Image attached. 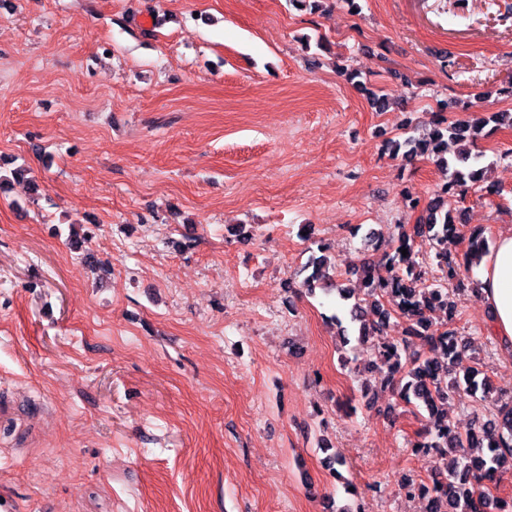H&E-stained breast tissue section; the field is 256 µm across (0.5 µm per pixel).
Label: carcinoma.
<instances>
[{"mask_svg": "<svg viewBox=\"0 0 512 512\" xmlns=\"http://www.w3.org/2000/svg\"><path fill=\"white\" fill-rule=\"evenodd\" d=\"M490 132L512 127V112H489L469 119H449L441 114L427 135L409 134L387 141L394 157L432 161L442 175V186L423 208V223L402 228L397 245L378 258L366 254L347 274L351 287L333 282L324 255L311 258V272L304 280L308 289L337 291L346 302L344 317H332L347 336L343 320H348L358 338L373 336L379 357L387 365L381 384L389 387L405 405L423 409L428 414L425 429L418 432L416 448H433L440 455L455 452L445 474L432 484L406 479L405 492L414 491L427 498L429 512H494L504 502L492 493L485 472L498 475L512 471V400L496 402L481 426H471L464 433L448 423L447 403L454 391L465 389L481 404L488 401L489 380L478 379L474 371L464 377L448 378L452 365L467 348L457 332L433 323L436 312L454 315L455 304L448 284L459 280L460 264L448 256V235L458 231L460 212L448 207V198L477 189L487 196L498 188L487 182V159L474 152L483 129ZM458 145L448 154V143ZM427 245L433 252L438 277L427 278V271L417 261L418 248ZM407 255H402V250ZM489 253L482 231H472L468 238L466 265L471 267ZM398 332L396 336L388 331Z\"/></svg>", "mask_w": 512, "mask_h": 512, "instance_id": "1", "label": "carcinoma"}]
</instances>
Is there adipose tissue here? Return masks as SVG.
I'll use <instances>...</instances> for the list:
<instances>
[{
  "label": "adipose tissue",
  "mask_w": 512,
  "mask_h": 512,
  "mask_svg": "<svg viewBox=\"0 0 512 512\" xmlns=\"http://www.w3.org/2000/svg\"><path fill=\"white\" fill-rule=\"evenodd\" d=\"M474 275L478 297L491 313L492 333L503 351L512 353V228L499 233Z\"/></svg>",
  "instance_id": "ef3b65f1"
}]
</instances>
